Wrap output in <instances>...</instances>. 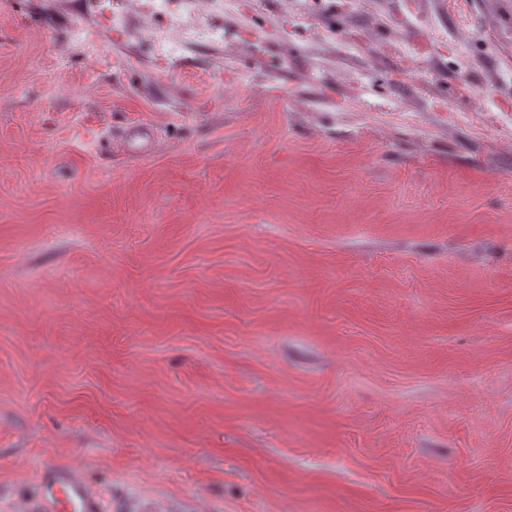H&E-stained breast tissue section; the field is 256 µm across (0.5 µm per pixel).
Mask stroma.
Wrapping results in <instances>:
<instances>
[{
	"label": "stroma",
	"instance_id": "obj_1",
	"mask_svg": "<svg viewBox=\"0 0 512 512\" xmlns=\"http://www.w3.org/2000/svg\"><path fill=\"white\" fill-rule=\"evenodd\" d=\"M147 3L0 0V512H512V0ZM98 27L112 34H123L130 27L128 0H93ZM152 6L168 19L152 39L151 52L158 62L177 61L182 46L201 39L224 43V26L216 20L224 12L223 0H152ZM44 512H100V504L75 478L48 471L43 479Z\"/></svg>",
	"mask_w": 512,
	"mask_h": 512
}]
</instances>
